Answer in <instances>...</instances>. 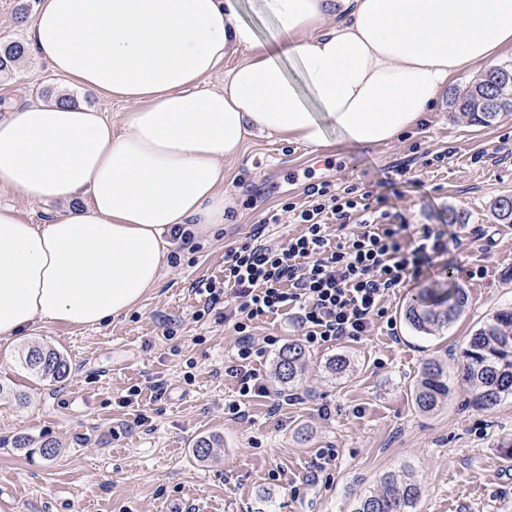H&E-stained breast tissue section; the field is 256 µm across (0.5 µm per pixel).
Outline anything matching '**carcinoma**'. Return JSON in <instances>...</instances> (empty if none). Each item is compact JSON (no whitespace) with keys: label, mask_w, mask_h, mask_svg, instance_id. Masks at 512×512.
I'll return each mask as SVG.
<instances>
[{"label":"carcinoma","mask_w":512,"mask_h":512,"mask_svg":"<svg viewBox=\"0 0 512 512\" xmlns=\"http://www.w3.org/2000/svg\"><path fill=\"white\" fill-rule=\"evenodd\" d=\"M27 54L19 41L0 45V72L13 68ZM448 106L474 124L488 125L502 114L512 112V67L493 68L474 80L466 89L451 93ZM496 218L512 224V198L493 203ZM467 293L459 284L428 288L404 309V320L416 333L433 335L449 326L462 312ZM305 351L297 343L282 346L276 356L274 375L284 385L299 380ZM462 377L471 388L469 405L483 410L512 401V308H502L470 336L461 352ZM23 368L49 384L66 379L70 366L54 348L32 347L21 360ZM450 379L435 361L424 364L415 400L424 411L434 409L450 393ZM14 448L37 453L45 459L56 456L60 445L51 438L38 442L26 435L14 440ZM418 486L409 476L389 472L381 488L359 500L355 512H414Z\"/></svg>","instance_id":"carcinoma-1"}]
</instances>
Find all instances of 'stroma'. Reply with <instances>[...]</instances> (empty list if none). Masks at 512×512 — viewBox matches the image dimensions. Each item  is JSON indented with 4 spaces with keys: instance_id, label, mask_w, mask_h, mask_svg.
I'll return each instance as SVG.
<instances>
[{
    "instance_id": "35a3bbf8",
    "label": "stroma",
    "mask_w": 512,
    "mask_h": 512,
    "mask_svg": "<svg viewBox=\"0 0 512 512\" xmlns=\"http://www.w3.org/2000/svg\"><path fill=\"white\" fill-rule=\"evenodd\" d=\"M67 80L35 56L0 73V113L19 102L69 92ZM444 163L413 167L388 186V167L420 153ZM346 180L380 198L408 224L444 232L448 251L417 282L387 298L392 326L305 350L302 379L284 391L273 375L280 345L298 341L294 315L256 322L264 354L253 366L266 395L247 399L249 419L224 412L237 384V342L219 312L203 314L193 282L224 272V251L245 241L266 213L304 202L308 180ZM234 216L224 228L179 249V260L141 304L99 328L48 324L0 340V512H353L389 471H409L420 487L415 512H512V402L468 406L459 353L496 310L512 305V224L491 205L512 195V113L490 126L467 123L440 94L432 111L399 138L363 150L315 152L278 137L247 139L224 165ZM481 237H474L475 227ZM454 279L468 301L448 328L416 335L402 317L424 288ZM58 349L70 375L41 382L17 362L28 345ZM346 356L342 375L328 362ZM439 361L451 392L421 411L414 387L426 360ZM163 393H155V383ZM141 395L124 398L131 386ZM59 441L50 460L16 450L15 436ZM221 440L209 461L194 441ZM332 449L325 461L319 453Z\"/></svg>"
}]
</instances>
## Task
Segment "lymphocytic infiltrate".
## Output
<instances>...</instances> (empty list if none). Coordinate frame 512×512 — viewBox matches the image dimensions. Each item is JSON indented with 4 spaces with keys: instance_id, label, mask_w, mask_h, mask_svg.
<instances>
[{
    "instance_id": "f902f5d3",
    "label": "lymphocytic infiltrate",
    "mask_w": 512,
    "mask_h": 512,
    "mask_svg": "<svg viewBox=\"0 0 512 512\" xmlns=\"http://www.w3.org/2000/svg\"><path fill=\"white\" fill-rule=\"evenodd\" d=\"M305 204L288 202L257 225L248 241L224 252L223 279H202L193 290L213 311L224 296L236 306V362L227 374L237 382L238 397L225 403L232 417L243 415L244 399L264 395L267 387L253 356L256 319L298 310L307 345L321 346L365 335L385 316L384 302L395 289L417 280L425 264L448 250L443 232L422 225L413 244H405L402 225L374 207L370 192L343 182L308 183ZM292 219L301 230L282 244L262 242L266 224ZM346 233L332 239L329 222Z\"/></svg>"
}]
</instances>
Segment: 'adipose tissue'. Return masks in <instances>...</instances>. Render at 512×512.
I'll return each mask as SVG.
<instances>
[{"label": "adipose tissue", "instance_id": "ef3b65f1", "mask_svg": "<svg viewBox=\"0 0 512 512\" xmlns=\"http://www.w3.org/2000/svg\"><path fill=\"white\" fill-rule=\"evenodd\" d=\"M39 0L30 51L73 88L0 117V185L66 203L43 224L0 206V339L46 324L98 328L161 280L170 229L206 235L232 200L224 163L249 138L320 151L396 140L439 93L512 50V0ZM224 87L207 86L226 57ZM239 19L252 23L262 40L269 38L275 26L274 20L263 11L261 0H241ZM82 101L90 106L101 109L108 119L112 121V128L115 130L120 128L123 112L128 111V107L123 103L96 98H83Z\"/></svg>", "mask_w": 512, "mask_h": 512}]
</instances>
